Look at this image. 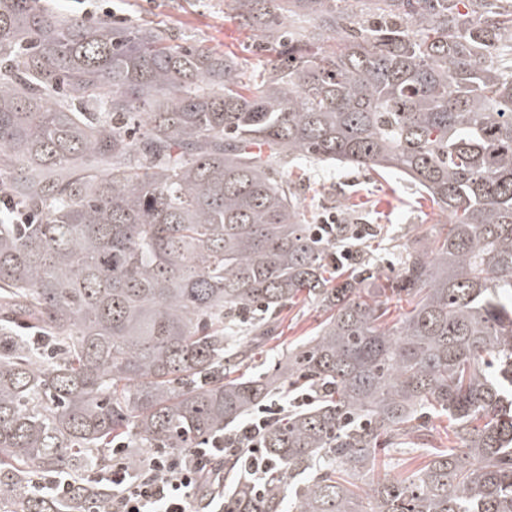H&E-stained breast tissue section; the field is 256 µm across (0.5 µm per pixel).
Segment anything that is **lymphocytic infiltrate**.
<instances>
[{
    "instance_id": "lymphocytic-infiltrate-1",
    "label": "lymphocytic infiltrate",
    "mask_w": 512,
    "mask_h": 512,
    "mask_svg": "<svg viewBox=\"0 0 512 512\" xmlns=\"http://www.w3.org/2000/svg\"><path fill=\"white\" fill-rule=\"evenodd\" d=\"M280 406L265 405L251 416L233 436L198 448L191 457L181 458L157 450L139 468H130L123 448L112 450V468L104 480L112 486V512H189L188 505L200 475L214 459L240 449L241 468L253 483H260L268 459L262 449V435Z\"/></svg>"
}]
</instances>
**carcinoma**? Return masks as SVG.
<instances>
[{"instance_id":"obj_1","label":"carcinoma","mask_w":512,"mask_h":512,"mask_svg":"<svg viewBox=\"0 0 512 512\" xmlns=\"http://www.w3.org/2000/svg\"><path fill=\"white\" fill-rule=\"evenodd\" d=\"M358 2L234 0L281 48L245 82L159 26L0 0V188L36 215L0 223V512H103L114 446L183 457L282 388L310 400L261 490L224 459L233 512H512V11ZM302 161L399 173L448 231L343 269L356 225L315 233ZM302 300L314 334L238 374ZM442 417L466 452L365 481Z\"/></svg>"}]
</instances>
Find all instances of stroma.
Instances as JSON below:
<instances>
[{
	"instance_id": "obj_1",
	"label": "stroma",
	"mask_w": 512,
	"mask_h": 512,
	"mask_svg": "<svg viewBox=\"0 0 512 512\" xmlns=\"http://www.w3.org/2000/svg\"><path fill=\"white\" fill-rule=\"evenodd\" d=\"M61 8L90 23L107 21L131 28L164 25L172 44L232 53L247 74L276 56L255 34L239 27L232 0H63ZM297 186L302 204L312 209V223H323L332 215L337 222L358 224L362 212L374 214L383 237L382 244L372 249L378 259L386 249L414 240L417 225L438 232L448 221L437 209L421 205L418 186L396 173L381 176L368 169L306 164ZM323 317L313 302L282 309L281 335L254 352L262 371L274 372L289 345L311 335Z\"/></svg>"
}]
</instances>
